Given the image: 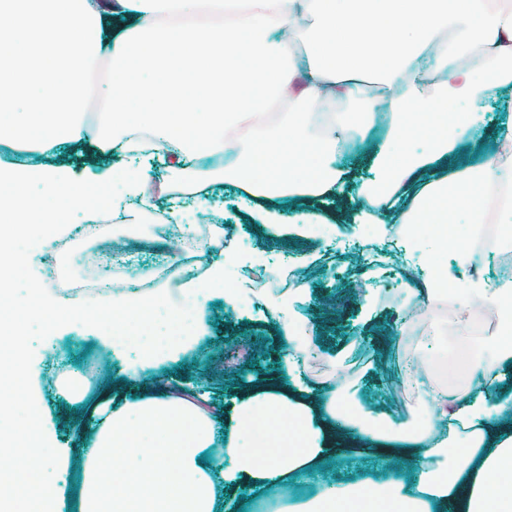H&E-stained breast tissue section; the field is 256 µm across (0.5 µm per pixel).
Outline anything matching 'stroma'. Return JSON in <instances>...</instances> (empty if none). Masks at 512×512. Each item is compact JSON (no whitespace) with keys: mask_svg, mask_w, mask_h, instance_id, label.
Wrapping results in <instances>:
<instances>
[{"mask_svg":"<svg viewBox=\"0 0 512 512\" xmlns=\"http://www.w3.org/2000/svg\"><path fill=\"white\" fill-rule=\"evenodd\" d=\"M490 121L477 147L451 157L450 165L476 163L482 154L495 149V136L501 122L512 119V97L504 96L488 112ZM86 135L95 137V125H88ZM87 142L66 149L32 148L25 144L0 147V163L22 165L33 161H64L77 174L103 169L115 160L111 151L95 150ZM162 191L151 208L140 209L139 221L125 224L111 221L93 234L66 238L68 251L93 253L101 245L116 240L132 246V263L146 264L163 270L176 259L163 248L164 241L153 233L161 213L173 205L176 194L195 196L208 193L213 202L209 227L229 228L236 240L248 241L253 249L247 271L248 300L236 312L225 310L222 300L211 302L208 319L210 337L190 355L166 363L160 370L182 390L203 387L209 393L208 407L217 415L228 414L241 388L278 366L276 359L263 355L247 341H240L233 360V375L226 380H212L205 369L217 355L219 340L227 325H235L258 334L270 333L275 325L273 312L283 306H294L303 312L307 322L301 334L309 344L301 373L314 391L328 389L336 380H344L348 390L357 392L364 401L374 404L392 416L416 420L426 403L423 391L405 377V366L412 357L434 356L439 346L434 336L433 315L419 314L408 322H400V303L396 295L404 293L398 264L378 267L381 257L390 255V238L376 239L374 244L347 241L335 234L333 225L318 228L313 239L291 236L287 241H263L261 225L245 219L236 206L243 191L232 183L214 177L202 185L196 167L181 170L177 178L162 177ZM306 256L299 269L297 288L274 287L269 277L284 268L286 253ZM40 351L30 355L29 388L41 405L42 423L56 447L67 451L69 474L61 493V512H77L80 479V450L89 430L87 421L93 405L101 400L120 397L129 389L145 397L152 396L148 383L128 386L117 377L110 358L97 341L70 333L58 336L45 331ZM84 378L88 381L86 399L77 400L62 391L65 381Z\"/></svg>","mask_w":512,"mask_h":512,"instance_id":"stroma-1","label":"stroma"}]
</instances>
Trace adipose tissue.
I'll return each instance as SVG.
<instances>
[{
    "label": "adipose tissue",
    "mask_w": 512,
    "mask_h": 512,
    "mask_svg": "<svg viewBox=\"0 0 512 512\" xmlns=\"http://www.w3.org/2000/svg\"><path fill=\"white\" fill-rule=\"evenodd\" d=\"M106 66L98 140L117 166L77 179L69 165L0 164V512H58L68 459L28 392V353L47 329L107 338L119 375L138 380L208 335L210 302L243 304L229 243L177 293L126 277L105 303L52 298L37 257L106 203L142 196L147 155L216 160L272 238L325 218L284 215L282 196L353 205L346 234L399 225L427 270L426 308L456 304V325L494 309L489 336H459L431 370L468 381L456 406L428 392L418 426L368 425L339 388L313 399L298 364L300 316L278 314L274 378L228 420L203 395L96 405L82 450L79 512H231L221 485L254 492L350 456L407 459L388 478L322 482L281 512H512V279L490 284L474 242L512 229V123L497 150L440 174L483 135L490 100L512 93V0H0V144L65 145L84 136L90 79ZM287 111H279L280 103ZM377 134L375 178L348 188L343 154Z\"/></svg>",
    "instance_id": "obj_1"
}]
</instances>
